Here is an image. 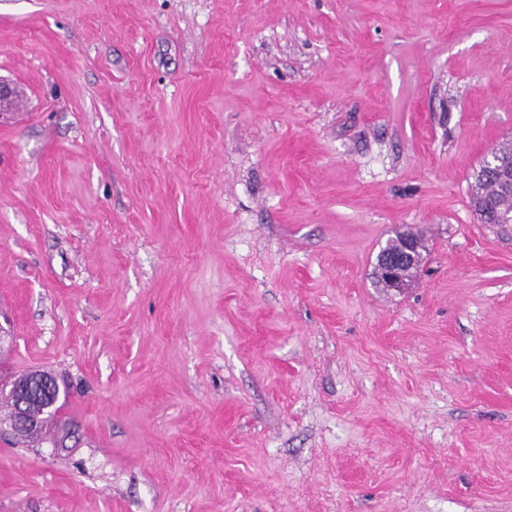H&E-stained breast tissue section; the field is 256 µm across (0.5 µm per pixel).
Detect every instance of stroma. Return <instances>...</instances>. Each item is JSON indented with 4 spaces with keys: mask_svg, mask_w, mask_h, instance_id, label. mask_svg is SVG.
I'll return each instance as SVG.
<instances>
[{
    "mask_svg": "<svg viewBox=\"0 0 512 512\" xmlns=\"http://www.w3.org/2000/svg\"><path fill=\"white\" fill-rule=\"evenodd\" d=\"M0 78V336L76 430L0 512H512V0H0ZM496 150L498 152L492 150L484 157L482 166L484 167L486 174H491L492 176H497L500 179H503V181L507 183L508 187L512 189V166L511 170L509 166L506 168L500 157L501 155L505 159L510 161L512 160L511 143L504 144ZM473 203L483 224H496L491 216L495 213L512 211V191L505 190L497 178L473 173ZM420 248L412 238L404 237L402 249L395 254L379 255L378 268L386 288L401 292L411 285L413 274L420 261ZM377 285L384 288L375 268Z\"/></svg>",
    "mask_w": 512,
    "mask_h": 512,
    "instance_id": "35a3bbf8",
    "label": "stroma"
}]
</instances>
